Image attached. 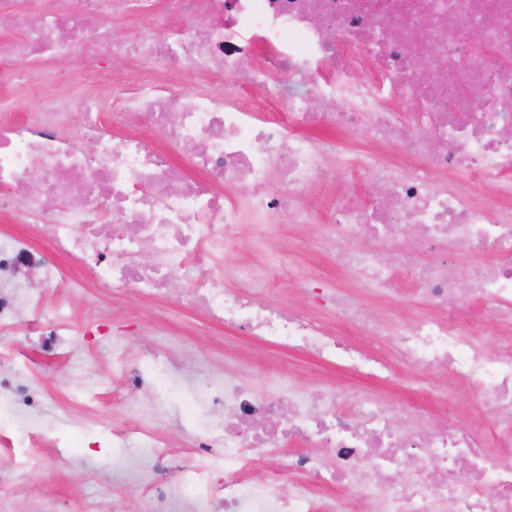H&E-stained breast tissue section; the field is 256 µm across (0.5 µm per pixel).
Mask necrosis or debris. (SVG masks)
I'll return each instance as SVG.
<instances>
[{"instance_id":"necrosis-or-debris-1","label":"necrosis or debris","mask_w":512,"mask_h":512,"mask_svg":"<svg viewBox=\"0 0 512 512\" xmlns=\"http://www.w3.org/2000/svg\"><path fill=\"white\" fill-rule=\"evenodd\" d=\"M119 14L146 20L135 40H115L107 18ZM0 15L18 33L0 48V88L44 84L35 63L77 55L113 102L106 115L86 100L76 127L68 98L51 93L33 116L0 115V215L39 224L35 240L0 234V337L23 330L44 352L81 361L76 348H60L74 316L41 322L29 280L150 300L169 297L178 271L216 324L364 379L409 382L381 397L338 382L302 386L269 364L263 395L234 372L174 376L164 353L113 341V366L146 397L115 400L124 417L102 433L113 447L146 451L120 463L140 512H512V0H78L73 10L0 0ZM476 26L483 53L470 43ZM423 44L446 70L418 63ZM112 54L131 72L105 68ZM186 79L199 90H182ZM473 84L484 86L482 99H471ZM134 117L145 118L142 130H130ZM358 131L359 165L392 205L336 188L343 145ZM172 145L192 157L194 177ZM48 196L60 201L49 212ZM271 215L309 230L343 278L316 288L294 268L307 307L269 300L275 273L293 263ZM247 224L260 227L259 258L227 263ZM410 226L411 250L401 243ZM366 238L376 249L358 248ZM452 244L489 259L458 267ZM416 251L433 261L413 266ZM71 257L73 277L62 265ZM403 273L418 285L419 308L392 325L366 300L396 294ZM476 300L483 308L473 314ZM331 320L380 339L389 357L348 344ZM429 372L465 381L477 419L460 425ZM414 394L429 402L431 429L396 427ZM174 395L197 422L180 449L184 465L170 471L163 462L178 449L158 421ZM0 397L11 413L0 447L26 468L48 431L44 388L0 356ZM281 451L287 472L256 467L257 455Z\"/></svg>"}]
</instances>
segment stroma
Segmentation results:
<instances>
[{
	"label": "stroma",
	"instance_id": "stroma-1",
	"mask_svg": "<svg viewBox=\"0 0 512 512\" xmlns=\"http://www.w3.org/2000/svg\"><path fill=\"white\" fill-rule=\"evenodd\" d=\"M54 74L56 91L70 98L72 116L82 115L89 98L98 99L101 111H111V101L99 85L85 79L80 57L57 64ZM67 310L80 316V341L92 354L80 370L64 360L48 361L40 347L24 337L13 339L23 350L27 370L47 391L42 416L55 435L64 437L78 429L80 410L70 393L111 368L108 351L116 336L137 350L165 351L180 373L234 371L257 390L269 388L263 372L250 363L255 349L251 337L210 324L188 301L156 304L131 295L115 303L89 283L80 291L47 297L40 308L51 320ZM84 440L83 449H62L48 466L23 471L15 469L12 455L0 447V497L9 501L10 512H42L47 501L53 502L56 512H86L88 502L97 497L103 500L101 512H137L134 493L112 466L110 443L93 433L85 434Z\"/></svg>",
	"mask_w": 512,
	"mask_h": 512
}]
</instances>
